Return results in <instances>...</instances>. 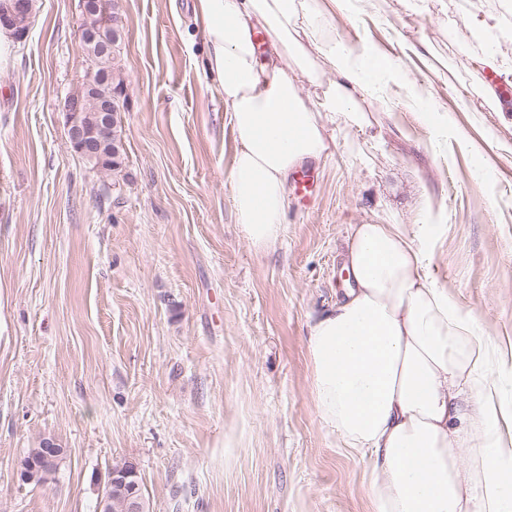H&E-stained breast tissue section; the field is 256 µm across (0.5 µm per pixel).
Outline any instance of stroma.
Segmentation results:
<instances>
[{"label": "stroma", "instance_id": "35a3bbf8", "mask_svg": "<svg viewBox=\"0 0 512 512\" xmlns=\"http://www.w3.org/2000/svg\"><path fill=\"white\" fill-rule=\"evenodd\" d=\"M121 166L67 137L78 0H34L0 50V512H98L129 462L151 512H372L367 459L322 424L306 338L341 297L351 225L433 224L430 273L512 368V13L496 0L325 5L356 51L399 59L420 104L360 103L302 165L280 242L259 253L231 203L234 133L193 0H116ZM494 20L488 39L482 25ZM65 453L45 482L28 449ZM44 448L45 449L41 457V448H31L27 451L26 455L24 456L22 461L23 471L29 473V476L25 472L22 473V476L25 480H28V478L30 477L33 478V482L40 483L41 480L44 479V477L41 474H39L38 471L39 459L41 469L44 471H50L55 467L59 457L63 453V449L59 448L53 442H47Z\"/></svg>", "mask_w": 512, "mask_h": 512}]
</instances>
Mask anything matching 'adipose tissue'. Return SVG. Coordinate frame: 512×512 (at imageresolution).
I'll use <instances>...</instances> for the list:
<instances>
[{"label":"adipose tissue","instance_id":"1","mask_svg":"<svg viewBox=\"0 0 512 512\" xmlns=\"http://www.w3.org/2000/svg\"><path fill=\"white\" fill-rule=\"evenodd\" d=\"M322 0H195L207 67L224 94L235 134L229 173L236 222L256 251L283 235L286 181L303 160L330 152L337 111L379 95L395 60L352 56L332 37L317 43L336 73L321 100L297 87L311 79L305 58L281 61L294 34L312 35ZM271 52L260 63L256 31ZM433 227L353 225L342 298L310 327V395L323 425L344 447L369 457L373 512H512V427L491 369L496 349L472 316L427 273ZM471 449L468 465L458 451Z\"/></svg>","mask_w":512,"mask_h":512}]
</instances>
